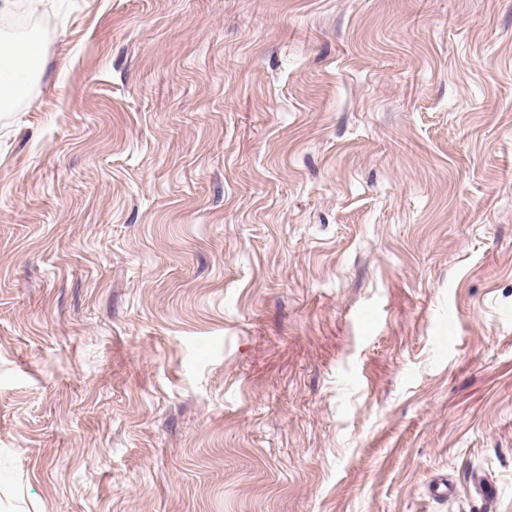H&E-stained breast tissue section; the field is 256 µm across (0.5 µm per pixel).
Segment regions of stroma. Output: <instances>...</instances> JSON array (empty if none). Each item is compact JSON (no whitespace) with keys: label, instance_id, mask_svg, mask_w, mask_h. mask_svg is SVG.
Returning a JSON list of instances; mask_svg holds the SVG:
<instances>
[{"label":"stroma","instance_id":"obj_1","mask_svg":"<svg viewBox=\"0 0 512 512\" xmlns=\"http://www.w3.org/2000/svg\"><path fill=\"white\" fill-rule=\"evenodd\" d=\"M18 16L0 512H512V0ZM0 62L8 63L0 69V89H8L14 96L24 91L28 74L41 66V53L34 43L19 44L1 39Z\"/></svg>","mask_w":512,"mask_h":512}]
</instances>
